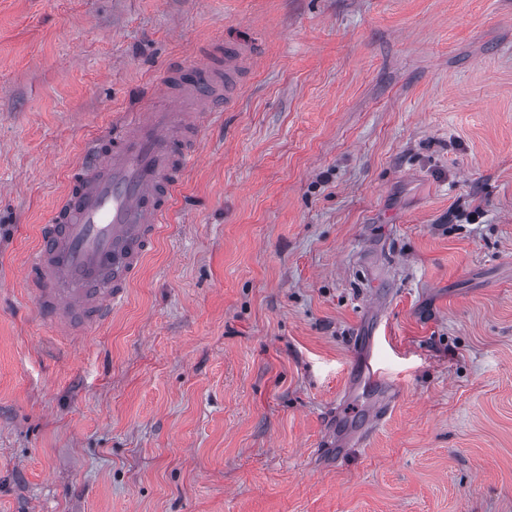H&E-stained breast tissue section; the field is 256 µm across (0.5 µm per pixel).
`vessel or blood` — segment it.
Here are the masks:
<instances>
[{
    "label": "vessel or blood",
    "instance_id": "obj_1",
    "mask_svg": "<svg viewBox=\"0 0 512 512\" xmlns=\"http://www.w3.org/2000/svg\"><path fill=\"white\" fill-rule=\"evenodd\" d=\"M246 60L216 44L196 62L167 65L71 175L26 271L41 315L64 334L87 333L125 298L197 154L193 130Z\"/></svg>",
    "mask_w": 512,
    "mask_h": 512
}]
</instances>
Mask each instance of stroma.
<instances>
[{
  "mask_svg": "<svg viewBox=\"0 0 512 512\" xmlns=\"http://www.w3.org/2000/svg\"><path fill=\"white\" fill-rule=\"evenodd\" d=\"M255 54L127 302L21 275L170 60ZM387 421L337 455L365 354ZM0 512H512V0H0Z\"/></svg>",
  "mask_w": 512,
  "mask_h": 512,
  "instance_id": "1",
  "label": "stroma"
}]
</instances>
